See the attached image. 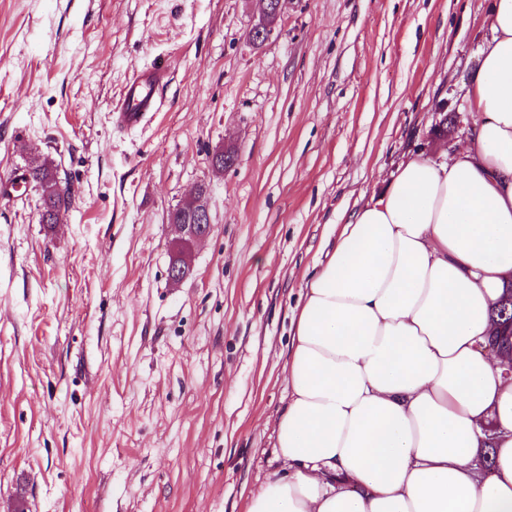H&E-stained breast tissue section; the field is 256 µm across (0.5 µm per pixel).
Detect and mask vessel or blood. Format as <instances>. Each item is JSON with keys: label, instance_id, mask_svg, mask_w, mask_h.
<instances>
[{"label": "vessel or blood", "instance_id": "b4317fda", "mask_svg": "<svg viewBox=\"0 0 512 512\" xmlns=\"http://www.w3.org/2000/svg\"><path fill=\"white\" fill-rule=\"evenodd\" d=\"M167 70L166 61L160 59L128 80L112 114L116 127L133 130L145 122L149 112L156 107L155 90L165 81Z\"/></svg>", "mask_w": 512, "mask_h": 512}]
</instances>
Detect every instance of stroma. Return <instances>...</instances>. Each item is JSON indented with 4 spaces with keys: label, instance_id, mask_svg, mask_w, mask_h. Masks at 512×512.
Instances as JSON below:
<instances>
[{
    "label": "stroma",
    "instance_id": "1",
    "mask_svg": "<svg viewBox=\"0 0 512 512\" xmlns=\"http://www.w3.org/2000/svg\"><path fill=\"white\" fill-rule=\"evenodd\" d=\"M0 0V512H247L278 469L298 305L340 226L409 155L478 119L492 0ZM158 108L119 132L133 72ZM235 163L213 172L219 148ZM212 232L168 278V215ZM167 70L166 61L159 59L128 80L112 114L116 127L133 130L145 122L147 114L156 108L155 89L165 81ZM21 176H27L38 187L40 194L43 224H58L62 210L69 205V190L62 187L56 172L46 159L32 158L24 165Z\"/></svg>",
    "mask_w": 512,
    "mask_h": 512
}]
</instances>
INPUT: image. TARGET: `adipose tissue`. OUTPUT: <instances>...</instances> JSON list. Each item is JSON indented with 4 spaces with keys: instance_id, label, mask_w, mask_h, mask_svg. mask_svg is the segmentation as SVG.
Here are the masks:
<instances>
[{
    "instance_id": "ef3b65f1",
    "label": "adipose tissue",
    "mask_w": 512,
    "mask_h": 512,
    "mask_svg": "<svg viewBox=\"0 0 512 512\" xmlns=\"http://www.w3.org/2000/svg\"><path fill=\"white\" fill-rule=\"evenodd\" d=\"M488 22L470 137L450 160L403 162L311 277L276 422L282 468L247 512H512V380L481 346L512 279V0Z\"/></svg>"
}]
</instances>
